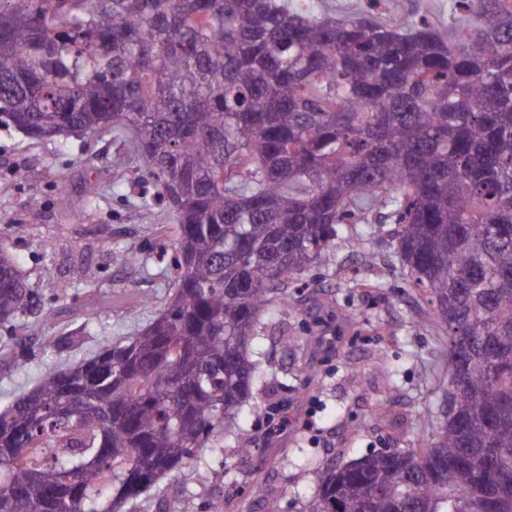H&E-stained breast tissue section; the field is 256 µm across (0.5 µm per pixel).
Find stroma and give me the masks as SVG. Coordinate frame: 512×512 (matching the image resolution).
<instances>
[{
	"label": "stroma",
	"instance_id": "stroma-1",
	"mask_svg": "<svg viewBox=\"0 0 512 512\" xmlns=\"http://www.w3.org/2000/svg\"><path fill=\"white\" fill-rule=\"evenodd\" d=\"M97 184L95 203L85 189ZM141 163L108 137H72L66 148L0 128V243L16 255L36 296L24 324L0 328V346L22 343L24 358L0 362V408L45 375L126 340L163 309L171 271L156 228L171 224L162 207L132 210L130 199L153 194ZM21 223L23 235L11 227ZM124 258L113 259L116 250ZM86 264L96 276L60 293L55 282ZM111 295L89 326L73 313L90 295ZM56 310L44 322L43 309ZM81 334L70 348L47 341ZM441 337L384 237L337 241L312 267L286 307L264 317L253 342L261 376L236 422L255 450L239 455L232 437L193 467L169 475L130 512H307L317 469L384 448H414L425 416L439 415L448 389ZM312 428H303V420ZM262 483L264 499L252 497Z\"/></svg>",
	"mask_w": 512,
	"mask_h": 512
}]
</instances>
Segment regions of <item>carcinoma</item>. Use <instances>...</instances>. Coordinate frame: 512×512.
<instances>
[{
    "mask_svg": "<svg viewBox=\"0 0 512 512\" xmlns=\"http://www.w3.org/2000/svg\"><path fill=\"white\" fill-rule=\"evenodd\" d=\"M380 2L0 0V126L124 141L157 188L129 205L177 224L167 308L0 410V512H125L223 452L262 314L372 222L444 336L453 416L418 451L323 465L309 512L512 493V0H448L446 33ZM32 297L0 244V326ZM301 1L308 3L319 16L343 17L360 11L366 0H288V3L294 6Z\"/></svg>",
    "mask_w": 512,
    "mask_h": 512,
    "instance_id": "1",
    "label": "carcinoma"
}]
</instances>
